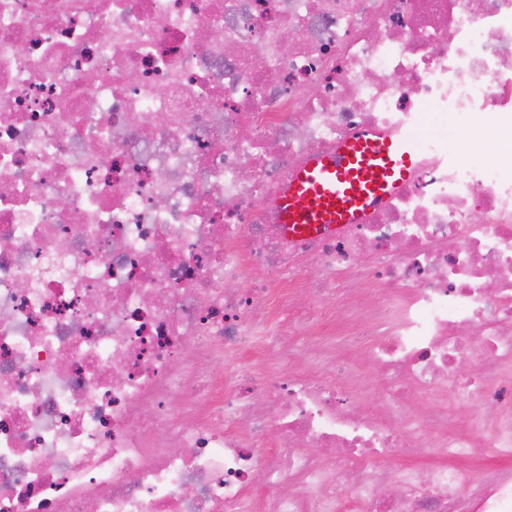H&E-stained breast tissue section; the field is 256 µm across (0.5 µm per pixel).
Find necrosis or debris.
Wrapping results in <instances>:
<instances>
[{"label": "necrosis or debris", "instance_id": "necrosis-or-debris-1", "mask_svg": "<svg viewBox=\"0 0 512 512\" xmlns=\"http://www.w3.org/2000/svg\"><path fill=\"white\" fill-rule=\"evenodd\" d=\"M428 115L360 223H275ZM507 158L512 0H0V512H512ZM338 303L368 411L295 337ZM406 139L349 137L336 152L312 158L280 197L277 223L294 238L338 232L377 208L403 185L416 155Z\"/></svg>", "mask_w": 512, "mask_h": 512}]
</instances>
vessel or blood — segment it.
Masks as SVG:
<instances>
[{"mask_svg": "<svg viewBox=\"0 0 512 512\" xmlns=\"http://www.w3.org/2000/svg\"><path fill=\"white\" fill-rule=\"evenodd\" d=\"M416 157L407 140L350 137L335 153L312 158L289 183L276 211L294 238L340 231L403 185Z\"/></svg>", "mask_w": 512, "mask_h": 512, "instance_id": "obj_1", "label": "vessel or blood"}]
</instances>
